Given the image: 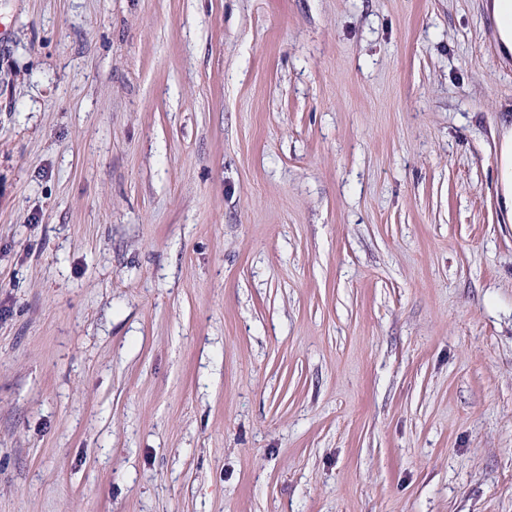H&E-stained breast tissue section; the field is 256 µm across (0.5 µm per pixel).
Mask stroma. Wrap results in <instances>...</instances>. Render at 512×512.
Here are the masks:
<instances>
[{
  "label": "stroma",
  "instance_id": "1",
  "mask_svg": "<svg viewBox=\"0 0 512 512\" xmlns=\"http://www.w3.org/2000/svg\"><path fill=\"white\" fill-rule=\"evenodd\" d=\"M511 110L482 0H0V512H512ZM497 196L505 216L512 224V113L499 122V140L496 141Z\"/></svg>",
  "mask_w": 512,
  "mask_h": 512
}]
</instances>
